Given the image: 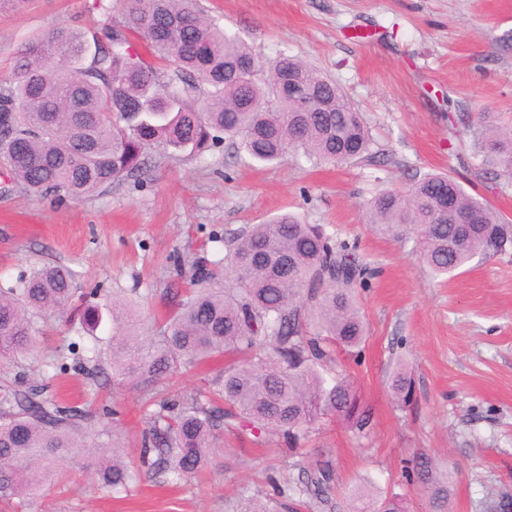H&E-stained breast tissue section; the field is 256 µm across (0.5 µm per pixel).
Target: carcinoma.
<instances>
[{
  "label": "carcinoma",
  "instance_id": "carcinoma-1",
  "mask_svg": "<svg viewBox=\"0 0 512 512\" xmlns=\"http://www.w3.org/2000/svg\"><path fill=\"white\" fill-rule=\"evenodd\" d=\"M97 18L86 34L68 27L29 40L0 80V169L13 187L42 197L86 199L124 177L142 174L146 156L202 158L219 138L240 142L260 164L288 150L310 161L373 162L374 142L361 113L332 81L283 54L255 78L257 61L244 41L208 16L199 0H85ZM144 40L138 52L130 37ZM286 72L303 93H276ZM473 135L485 173L512 183V126L459 118ZM376 233L415 242V255L437 277L477 256L512 254V220L445 173L426 174L405 192L379 190L365 204ZM224 258L196 257L189 288L174 294L158 335L140 336L135 304L77 301L72 273L44 265L0 288V358L35 349L32 316L81 318L96 330L107 310L112 381L152 391L217 356L229 358L212 395L157 393L139 461L149 471L190 477L208 467L220 432L248 430L258 443L275 435L297 449L326 418L361 433L370 415L347 373L328 375L330 348L353 355L367 328L356 288L374 271L357 245L322 224L283 212L224 241ZM407 404L412 383L400 366L390 378ZM77 411L35 386L0 397V504L39 498L63 460H94V477L114 491L133 470L117 450L88 445L76 434ZM333 473L319 465L296 483L299 506L330 502Z\"/></svg>",
  "mask_w": 512,
  "mask_h": 512
}]
</instances>
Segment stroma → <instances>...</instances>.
I'll use <instances>...</instances> for the list:
<instances>
[{"instance_id": "obj_1", "label": "stroma", "mask_w": 512, "mask_h": 512, "mask_svg": "<svg viewBox=\"0 0 512 512\" xmlns=\"http://www.w3.org/2000/svg\"><path fill=\"white\" fill-rule=\"evenodd\" d=\"M265 66L286 53L332 80L362 113L382 161L318 165L288 151L272 166L253 164L224 141L203 159L149 160V173L126 177L80 201L0 192V286L43 265L69 268L78 286L100 294L138 292L146 326H154L180 282L174 267L197 254L218 259L224 240L268 216L291 211L357 243L376 275L359 288L368 337L359 358L336 352L355 378L371 424L357 434L326 422L301 453L270 457L248 432L220 437L210 466L196 479L141 472L128 491L94 479L87 461L66 463L30 512H237L250 498L277 506L302 471L330 461L332 505L351 512L354 493L396 495L408 512H486L512 493V256L477 257L449 280L433 278L412 241L373 234L363 206L383 188L407 190L425 173L458 175L512 218V185L476 180L481 162L470 139L452 143L459 115L486 112L512 123V0H201ZM89 31L84 0H30L0 11V76L21 45L58 26ZM36 348L15 370L26 382L82 411L92 428L114 430L119 451L135 462L150 410L142 389L60 372L56 349L80 358L105 352L112 329L87 335L78 318L35 319ZM410 372L409 404L393 401L397 364ZM429 473L408 482V468Z\"/></svg>"}]
</instances>
